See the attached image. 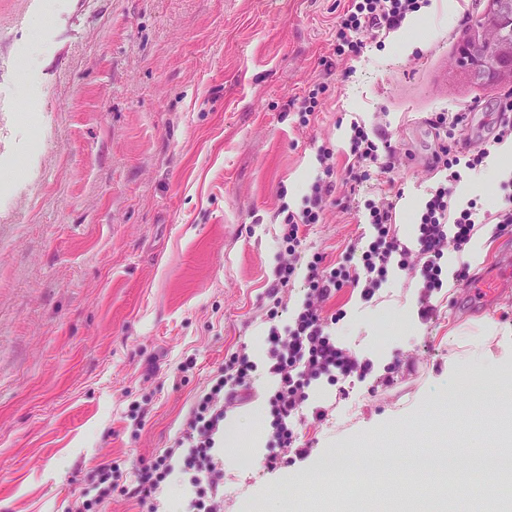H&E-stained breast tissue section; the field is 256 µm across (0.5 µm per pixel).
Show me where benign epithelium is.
Listing matches in <instances>:
<instances>
[{"label": "benign epithelium", "mask_w": 512, "mask_h": 512, "mask_svg": "<svg viewBox=\"0 0 512 512\" xmlns=\"http://www.w3.org/2000/svg\"><path fill=\"white\" fill-rule=\"evenodd\" d=\"M499 26H476L460 43L456 64L479 81H508L512 85V41L502 39V29H512V0H487Z\"/></svg>", "instance_id": "obj_1"}]
</instances>
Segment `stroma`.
Segmentation results:
<instances>
[{
  "instance_id": "1",
  "label": "stroma",
  "mask_w": 512,
  "mask_h": 512,
  "mask_svg": "<svg viewBox=\"0 0 512 512\" xmlns=\"http://www.w3.org/2000/svg\"><path fill=\"white\" fill-rule=\"evenodd\" d=\"M421 9L426 32L396 34L325 70L344 0H0V512H64L111 459L124 479L174 445L190 407L232 353L257 363L252 389L227 413L223 512H344L350 491L321 476L336 449L361 458L416 448L465 450L512 439V296L493 317L466 300L468 280L433 293L392 270L371 301L342 288L322 304L337 345L372 364L365 381L312 383L294 421L299 447L270 474L260 427L274 381L265 365L267 295L284 247L281 204L300 210L330 143L348 165L351 120L403 148L394 230L415 244L416 218L438 180L426 120L459 109L487 131L504 86L454 68L464 16L486 0ZM29 64L27 78L14 70ZM326 83L314 120L297 106ZM338 181L302 258L361 254L370 227L346 211ZM484 257L451 251L453 276ZM194 368L180 373L185 359ZM146 410L142 427L127 417ZM512 512V487L487 480L476 500H422L421 512Z\"/></svg>"
}]
</instances>
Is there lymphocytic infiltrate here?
<instances>
[{
    "instance_id": "1",
    "label": "lymphocytic infiltrate",
    "mask_w": 512,
    "mask_h": 512,
    "mask_svg": "<svg viewBox=\"0 0 512 512\" xmlns=\"http://www.w3.org/2000/svg\"><path fill=\"white\" fill-rule=\"evenodd\" d=\"M430 2L346 0L336 18L329 54L322 58V65L329 69L334 60L358 56L366 37L375 38L401 28L409 16ZM427 123L436 141L430 168L442 173L443 178L429 190L416 221V245L412 248L402 243L392 229L396 208L391 198L395 187L392 173L399 150L379 130L356 120L350 123L346 179L356 187L370 181L378 186L377 198L361 205L373 235L361 254L359 265L339 263L328 268L323 266L321 256H313L307 264L306 297L293 323L283 329L275 325L268 329L271 344L268 371L275 379V388L269 398L267 430L277 445L276 450L261 459L262 467L268 472L280 470L284 452L296 440L289 421L308 400L312 381L324 376L362 379L371 370L370 364L359 362L349 350L337 346L326 330L321 316L322 304L332 291L352 285L360 288L364 300H372L394 267L418 272L425 293L441 290L444 285L441 261L446 251H462L474 235L478 210L472 204L455 208L452 204L454 189L463 171L480 169L492 147L512 138V100H506L491 137L477 146L467 132L465 112H438L428 118ZM333 155L329 145L319 147L317 160L321 173L310 196L305 198L303 208L295 212L284 205L279 210L285 226L282 240L288 258L276 270L270 297H277L296 275L301 258V227L320 223L323 218L335 188L334 169L330 164ZM254 369L255 364L247 355H232L219 369L209 390L191 408L181 438L174 447L143 466L134 484L124 488V495L136 499L148 512H158V494L179 469L192 475L193 496L189 501L192 512H214L213 499L224 480L219 454L224 443L227 409L234 404L242 388L249 385Z\"/></svg>"
}]
</instances>
